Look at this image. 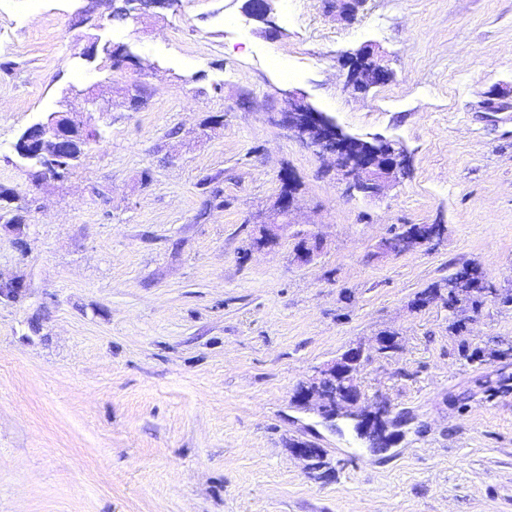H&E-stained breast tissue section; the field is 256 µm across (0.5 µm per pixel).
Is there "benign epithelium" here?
Listing matches in <instances>:
<instances>
[{"mask_svg":"<svg viewBox=\"0 0 512 512\" xmlns=\"http://www.w3.org/2000/svg\"><path fill=\"white\" fill-rule=\"evenodd\" d=\"M175 4L177 0H124L125 8L138 18L156 9H170ZM347 62L351 79L360 77L377 86L391 78L389 68L374 58L369 50L360 49L350 54ZM281 122L318 155L333 159L350 193L380 196L392 182L406 173L404 150L382 138L376 137L368 142L344 133L331 118L302 98L293 100L290 110L281 116ZM31 130L34 139H26L24 143L36 144V148L51 159L56 153L69 149V144H79L86 137H94L98 125L92 111L66 110L52 113L47 119L32 125ZM442 233L440 224H417L395 240L383 239L378 249L383 254L398 256L432 243ZM321 249L320 237L310 233L295 250L296 260L308 264ZM368 361L369 356L362 345L349 348L320 368L311 382L301 385L302 404L314 403L322 419L333 430L340 418L357 419L358 414L353 408L364 399L357 373Z\"/></svg>","mask_w":512,"mask_h":512,"instance_id":"7a95c632","label":"benign epithelium"}]
</instances>
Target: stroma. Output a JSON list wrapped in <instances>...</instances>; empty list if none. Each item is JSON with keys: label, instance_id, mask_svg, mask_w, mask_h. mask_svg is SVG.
I'll return each mask as SVG.
<instances>
[{"label": "stroma", "instance_id": "stroma-1", "mask_svg": "<svg viewBox=\"0 0 512 512\" xmlns=\"http://www.w3.org/2000/svg\"><path fill=\"white\" fill-rule=\"evenodd\" d=\"M88 6L0 0V186L28 206L23 235L0 225V278L26 285L0 301V512H512V389H495L512 360L460 355L512 337V306L487 299L456 336L444 300L412 305L466 264L512 288V0H363L351 22L325 0H271L267 24L247 0L135 21L103 2L78 25ZM92 42L129 46L134 66L85 57ZM362 48L392 71L366 91L346 66ZM73 85L111 98L102 138L32 186L14 144L85 109ZM296 92L404 149L406 174L380 198L346 195L278 122ZM288 169L289 224L253 248ZM407 224L446 232L379 255ZM299 230L324 240L306 265ZM384 331L399 348L360 384L403 421L374 452L294 394Z\"/></svg>", "mask_w": 512, "mask_h": 512}]
</instances>
